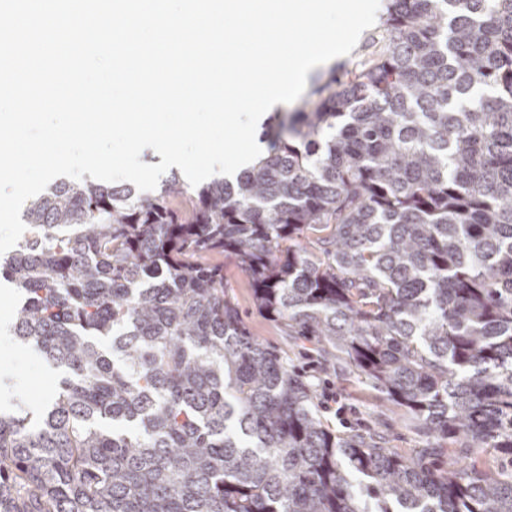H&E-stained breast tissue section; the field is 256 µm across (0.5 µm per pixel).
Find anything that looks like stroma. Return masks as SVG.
Masks as SVG:
<instances>
[{"mask_svg": "<svg viewBox=\"0 0 512 512\" xmlns=\"http://www.w3.org/2000/svg\"><path fill=\"white\" fill-rule=\"evenodd\" d=\"M207 263L224 268V284L233 296L250 334L278 353L289 367L312 384L316 398L325 393L336 396V412H320L330 430L340 434L370 430L385 437L390 448H433L437 442L419 433L405 409L389 402L384 393L365 378L349 373L344 360L326 365L313 340L288 335L284 327L260 313L253 299L251 280L235 259L220 254L206 255ZM13 373V395L22 407H43L62 374L30 344L16 343L11 359L0 358V369Z\"/></svg>", "mask_w": 512, "mask_h": 512, "instance_id": "stroma-1", "label": "stroma"}]
</instances>
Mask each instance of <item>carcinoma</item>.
Listing matches in <instances>:
<instances>
[{
	"label": "carcinoma",
	"mask_w": 512,
	"mask_h": 512,
	"mask_svg": "<svg viewBox=\"0 0 512 512\" xmlns=\"http://www.w3.org/2000/svg\"><path fill=\"white\" fill-rule=\"evenodd\" d=\"M377 44L233 182L29 201L0 277L63 377L0 410V512H512V0H389ZM209 252L462 465L330 432Z\"/></svg>",
	"instance_id": "cac0c4a2"
}]
</instances>
